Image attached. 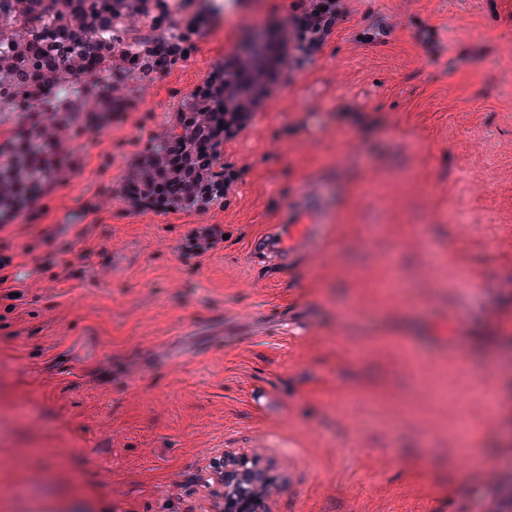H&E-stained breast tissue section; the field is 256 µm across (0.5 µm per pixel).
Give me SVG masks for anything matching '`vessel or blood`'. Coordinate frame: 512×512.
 Returning <instances> with one entry per match:
<instances>
[{
  "label": "vessel or blood",
  "mask_w": 512,
  "mask_h": 512,
  "mask_svg": "<svg viewBox=\"0 0 512 512\" xmlns=\"http://www.w3.org/2000/svg\"><path fill=\"white\" fill-rule=\"evenodd\" d=\"M317 203L299 202L291 208L283 223L268 224L255 233L247 243L253 258L271 265L286 267L301 257L318 255L331 225L319 220ZM247 399L253 409L262 414L278 412L279 404L268 391L259 387L248 390Z\"/></svg>",
  "instance_id": "obj_1"
}]
</instances>
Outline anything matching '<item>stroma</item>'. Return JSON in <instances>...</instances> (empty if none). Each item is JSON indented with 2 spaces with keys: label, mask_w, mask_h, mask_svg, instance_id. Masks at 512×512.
Returning <instances> with one entry per match:
<instances>
[{
  "label": "stroma",
  "mask_w": 512,
  "mask_h": 512,
  "mask_svg": "<svg viewBox=\"0 0 512 512\" xmlns=\"http://www.w3.org/2000/svg\"><path fill=\"white\" fill-rule=\"evenodd\" d=\"M494 2L350 0L225 141L240 176L206 211L136 212L119 188L180 100L289 0L223 11L148 95L112 81L108 119L61 131L78 165L7 238L0 512L89 497L99 512H205L198 477L221 449L284 472L274 512H472L512 496V22ZM310 188L335 227L324 259L250 264L249 238ZM200 224L226 239L199 264L177 246ZM466 270L478 286L461 293ZM251 385L280 404L261 423ZM473 392L483 402H462ZM473 430L499 477L465 478Z\"/></svg>",
  "instance_id": "1"
}]
</instances>
